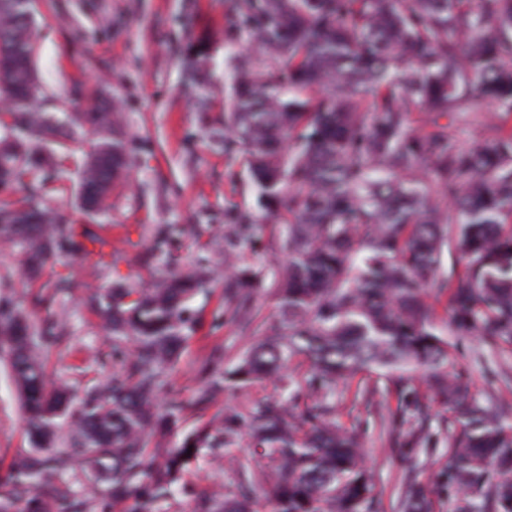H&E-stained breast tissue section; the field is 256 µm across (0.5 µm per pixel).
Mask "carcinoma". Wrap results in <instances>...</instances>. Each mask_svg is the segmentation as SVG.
I'll return each mask as SVG.
<instances>
[{
  "label": "carcinoma",
  "mask_w": 512,
  "mask_h": 512,
  "mask_svg": "<svg viewBox=\"0 0 512 512\" xmlns=\"http://www.w3.org/2000/svg\"><path fill=\"white\" fill-rule=\"evenodd\" d=\"M224 41L239 53L224 130L230 159L247 160L276 235L240 215L224 229V322L247 330L255 290L269 277L248 256L283 254L274 279L277 319L238 356L214 349L201 367L199 402L228 397L224 415L178 448H147L185 405L155 397L194 328L187 301L217 279L209 263L172 270L168 228L142 266L164 272L141 291L115 274L85 303L112 335V375L73 403L45 379L38 351L65 331L36 328L21 299L0 296V336L34 448L0 476V512H85L64 480L77 459L114 499L144 506L184 494L201 452L224 453L227 485L196 512H384L361 450L366 426L336 423L344 402L373 413L392 450L448 445V468L430 487L401 480L391 512H512V400L479 394L450 336L512 347V0H227ZM32 0H0V244L24 250L37 281L54 258L116 269L112 240L68 221L55 192L67 140L89 126L75 206L108 224L112 189L131 169L117 105L76 118L50 111L40 91L31 36ZM202 37L182 53L196 98L209 94ZM415 112L425 114L411 127ZM478 121L481 141L457 145L448 124ZM462 266L442 271L444 251ZM448 297V334L434 326L430 298ZM134 343L132 357L126 344ZM258 380L277 395L253 399ZM448 419L431 426L426 400ZM67 447L54 446L60 423Z\"/></svg>",
  "instance_id": "carcinoma-1"
}]
</instances>
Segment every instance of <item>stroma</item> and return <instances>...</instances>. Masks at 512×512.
<instances>
[{
	"instance_id": "obj_1",
	"label": "stroma",
	"mask_w": 512,
	"mask_h": 512,
	"mask_svg": "<svg viewBox=\"0 0 512 512\" xmlns=\"http://www.w3.org/2000/svg\"><path fill=\"white\" fill-rule=\"evenodd\" d=\"M35 65L42 88L55 112H80L120 97L125 129L132 138L129 181L112 192L109 233L118 250L115 270L94 272L87 261L55 259L38 282L27 283L19 252L0 248V285L24 293L34 324L63 317L67 334L45 352L50 382H67L76 396L102 385L112 373V342L95 312L82 300V286L106 287L113 274L130 276L138 287L154 283L153 272L138 258L154 243L153 227L174 224L194 227L192 235L171 246L178 266L201 258L224 257V214L234 210L252 220L262 214L259 191L244 159L228 161L211 131L224 125V101L231 90L230 59L235 50L256 53V46L234 48L213 43L206 66L217 93L199 106L185 84L181 55L202 31L223 33L229 22L225 0H35ZM83 86L82 97L68 94L72 82ZM77 288L60 305H48L47 288L60 279ZM258 318L250 334L224 321V283L216 281L189 303L196 323L178 363L168 375L158 402L176 398L186 410L168 438L178 446L196 426L223 411V403H199V370L213 348L231 354L245 350L250 336L261 335L277 313L269 289L255 297ZM459 362L470 373L475 391L498 386L497 373L512 368V351L486 349L475 336L462 337ZM31 448L19 392L11 376L9 349L0 341V475L23 459ZM364 452L379 489L391 493L402 473L410 471L425 483H435L448 457L444 449L417 448L409 455L392 454L377 428H368ZM225 480L224 468L200 457L186 476L188 495L167 504V512H194V504L214 493Z\"/></svg>"
}]
</instances>
